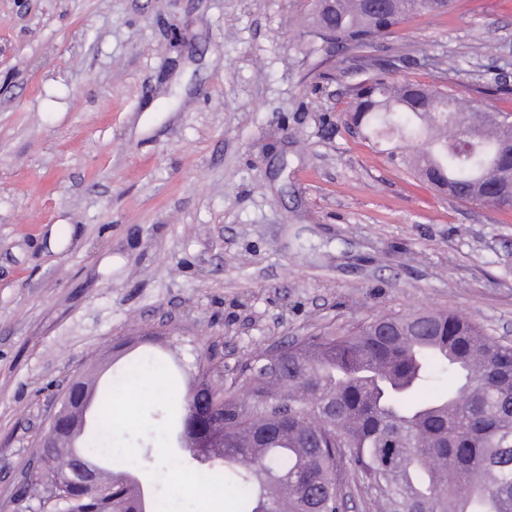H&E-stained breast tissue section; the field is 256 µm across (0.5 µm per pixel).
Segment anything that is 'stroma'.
I'll list each match as a JSON object with an SVG mask.
<instances>
[{
	"instance_id": "stroma-1",
	"label": "stroma",
	"mask_w": 512,
	"mask_h": 512,
	"mask_svg": "<svg viewBox=\"0 0 512 512\" xmlns=\"http://www.w3.org/2000/svg\"><path fill=\"white\" fill-rule=\"evenodd\" d=\"M308 0H0V512H54L39 437L66 378L99 387L172 317L224 379L283 341L378 315L461 312L512 342V209L458 203L341 119L369 59L490 95L512 0H451L370 49L302 41ZM73 228L59 250L54 225ZM179 368L112 396L148 504L237 512L179 448Z\"/></svg>"
}]
</instances>
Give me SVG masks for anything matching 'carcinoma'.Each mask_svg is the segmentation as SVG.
<instances>
[{
  "mask_svg": "<svg viewBox=\"0 0 512 512\" xmlns=\"http://www.w3.org/2000/svg\"><path fill=\"white\" fill-rule=\"evenodd\" d=\"M449 0H315L309 50L327 42L362 51L419 14H444ZM345 124L388 156L461 202L512 208V113L487 109L443 86L398 80L381 63L351 87ZM453 126L460 142L448 141ZM284 377L257 353L243 385L214 381L218 355L192 362L182 399L215 408L222 447L195 451L210 462L198 477L232 487L238 512H344L348 477L378 512H512V343L467 316L385 315L326 327L280 347ZM100 393L106 415L112 391ZM448 377V387L433 388ZM105 422L80 451L112 461V489L92 496L42 469L56 512H146L131 479L133 460L108 452ZM288 486V497L277 486Z\"/></svg>",
  "mask_w": 512,
  "mask_h": 512,
  "instance_id": "obj_1",
  "label": "carcinoma"
}]
</instances>
